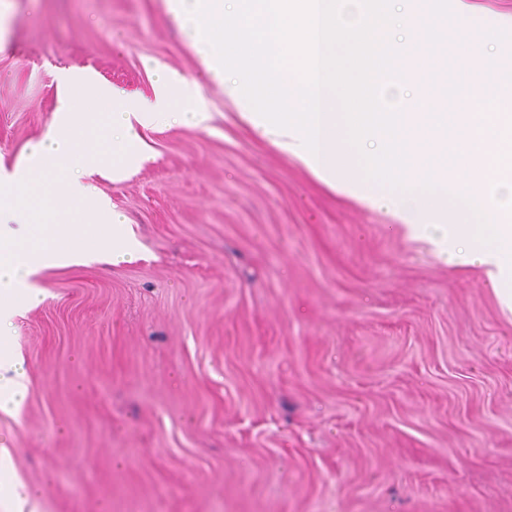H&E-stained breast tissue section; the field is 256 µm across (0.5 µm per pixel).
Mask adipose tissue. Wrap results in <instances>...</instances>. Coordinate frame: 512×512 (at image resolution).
<instances>
[{
	"instance_id": "1",
	"label": "adipose tissue",
	"mask_w": 512,
	"mask_h": 512,
	"mask_svg": "<svg viewBox=\"0 0 512 512\" xmlns=\"http://www.w3.org/2000/svg\"><path fill=\"white\" fill-rule=\"evenodd\" d=\"M56 82L52 125L12 168L0 166V408L19 407L25 396L27 374L6 318L41 301L35 276L94 256L116 264L142 256L139 239L98 194L93 176L119 180L149 162L143 131L179 118L202 125L208 115L196 83L161 69L152 97L142 99L120 98L93 72L78 67L58 71ZM41 196L56 197V206L35 205ZM86 224L104 230L89 236L82 230ZM0 506L5 512H38L37 494L19 486L11 459L1 451Z\"/></svg>"
}]
</instances>
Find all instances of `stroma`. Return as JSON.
Instances as JSON below:
<instances>
[{
    "mask_svg": "<svg viewBox=\"0 0 512 512\" xmlns=\"http://www.w3.org/2000/svg\"><path fill=\"white\" fill-rule=\"evenodd\" d=\"M0 163L55 74L196 81L206 127L99 189L143 258L43 270L11 319L28 376L0 446L41 512H512V316L253 133L166 0H0Z\"/></svg>",
    "mask_w": 512,
    "mask_h": 512,
    "instance_id": "35a3bbf8",
    "label": "stroma"
}]
</instances>
